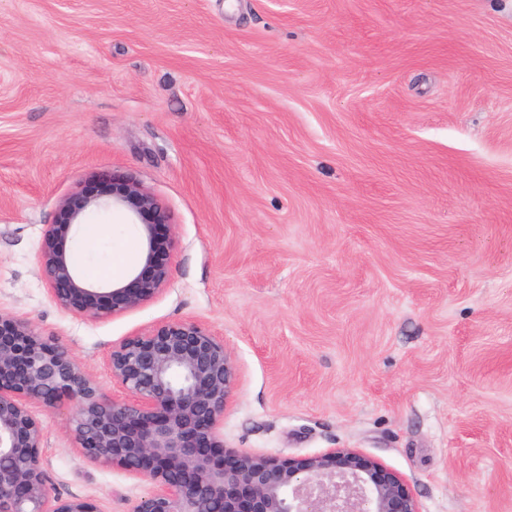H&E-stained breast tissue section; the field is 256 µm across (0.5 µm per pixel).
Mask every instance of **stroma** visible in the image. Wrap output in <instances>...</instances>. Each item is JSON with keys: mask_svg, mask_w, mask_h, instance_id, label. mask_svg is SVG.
Instances as JSON below:
<instances>
[{"mask_svg": "<svg viewBox=\"0 0 512 512\" xmlns=\"http://www.w3.org/2000/svg\"><path fill=\"white\" fill-rule=\"evenodd\" d=\"M226 1L0 0V308L116 396L112 345L198 322L237 371L227 448H356L422 512H512V0ZM89 179L174 229L163 290L95 322L38 264ZM86 221L125 280L132 214ZM40 418L53 494L149 492Z\"/></svg>", "mask_w": 512, "mask_h": 512, "instance_id": "1", "label": "stroma"}]
</instances>
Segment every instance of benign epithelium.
I'll return each mask as SVG.
<instances>
[{
	"label": "benign epithelium",
	"mask_w": 512,
	"mask_h": 512,
	"mask_svg": "<svg viewBox=\"0 0 512 512\" xmlns=\"http://www.w3.org/2000/svg\"><path fill=\"white\" fill-rule=\"evenodd\" d=\"M91 207H125L138 220L141 260L108 288L78 272L69 247ZM173 236L139 183L102 191L90 180L45 225L41 277L60 307L86 321L131 311L167 282L158 255ZM107 365L125 395L105 393L67 347L0 309V512H102L90 496L51 495L37 408L68 410L70 434L90 462L150 483L132 512H421L407 480L355 448L284 459L236 450L232 464L216 462L207 449H224L220 425L237 374L224 341L197 322L128 337Z\"/></svg>",
	"instance_id": "7a95c632"
}]
</instances>
